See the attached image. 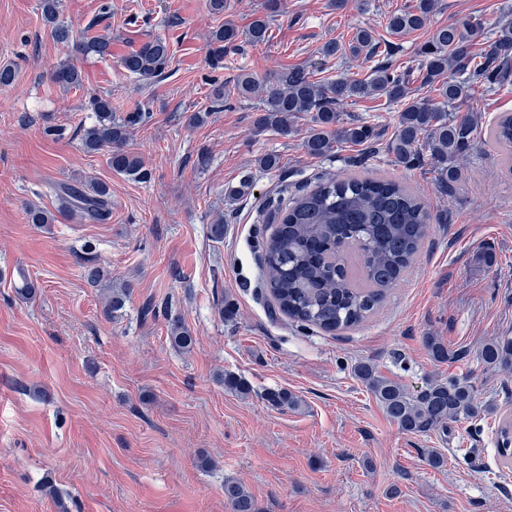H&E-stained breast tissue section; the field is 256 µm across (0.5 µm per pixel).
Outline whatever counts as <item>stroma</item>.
<instances>
[{
	"label": "stroma",
	"instance_id": "35a3bbf8",
	"mask_svg": "<svg viewBox=\"0 0 512 512\" xmlns=\"http://www.w3.org/2000/svg\"><path fill=\"white\" fill-rule=\"evenodd\" d=\"M110 1L102 26L112 54L101 58L57 41L40 0H0V67L15 70L13 85L0 89V512H231L228 480L245 486L258 512H512V469L497 452V430L512 416V370L478 359L486 341L512 337V173L486 141L498 115L512 113V84L473 85L458 103L476 132L451 195L429 164L395 163L386 146L399 107L381 100L342 107L344 120L375 125L377 149L343 142L328 158L304 152L302 124L290 137L254 135V98L187 121L206 108L211 80L241 69L262 79L292 67L318 80L364 77V59L321 53L359 28L391 40L403 69L416 68L419 46L448 22L476 23L471 51L479 53L512 21V0H438L428 27L396 38L387 19L411 0L340 8L280 0L269 41L217 71L210 31L227 21L246 30L266 0H230L220 16L208 0ZM150 36L170 45L165 73L125 77L122 58ZM62 63L81 71V86L50 81ZM93 93L111 95L116 112L150 113L129 140L149 181L115 174L74 138L77 125L95 121L86 108ZM265 153L279 155V169L255 171ZM360 172L414 190L430 213L429 235L405 281L358 327L298 326L274 312L259 286V243L274 230L262 218L281 186ZM248 173L250 191L226 204L225 186ZM90 180L110 186V220L28 224L27 203L57 208L38 186ZM219 215L224 239L215 242L208 226ZM89 250L115 282L129 283L122 310L106 314L103 288L85 279ZM25 278L38 288L29 302L14 291ZM221 296L236 307L233 321L218 310ZM166 301L196 340L191 352L171 346L166 318L145 313ZM430 336L456 359L435 361ZM360 362L414 394L431 380L470 375L483 410L444 433H408L355 377ZM227 372L250 393L225 388ZM277 388L294 393L300 408L269 405L264 395ZM434 451L442 467L429 464ZM204 456L212 467H202Z\"/></svg>",
	"mask_w": 512,
	"mask_h": 512
}]
</instances>
